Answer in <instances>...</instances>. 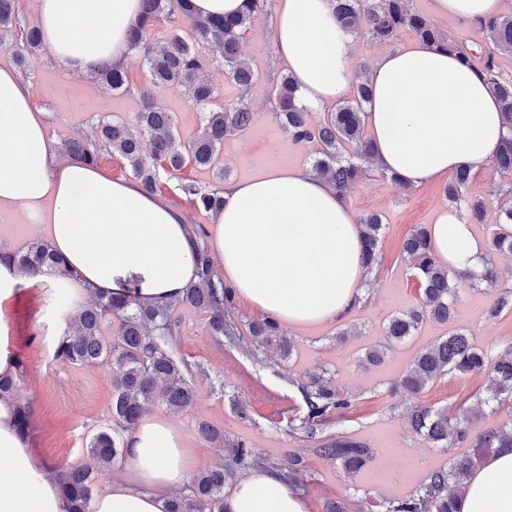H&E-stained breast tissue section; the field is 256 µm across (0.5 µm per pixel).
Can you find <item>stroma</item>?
I'll use <instances>...</instances> for the list:
<instances>
[{
	"label": "stroma",
	"instance_id": "35a3bbf8",
	"mask_svg": "<svg viewBox=\"0 0 512 512\" xmlns=\"http://www.w3.org/2000/svg\"><path fill=\"white\" fill-rule=\"evenodd\" d=\"M409 6L430 16L433 26L444 36L470 45L484 40L475 24L433 16L432 0H410ZM270 24V15L258 13L242 43L244 56L258 73L248 90L227 81L222 63H214L204 72L216 91L217 104L241 99L260 117L225 142L222 174L188 167L180 177H164L162 200L182 212L189 225L209 230L213 217L178 191L180 178H192L201 186L211 187L224 180L253 177L269 166H308L315 158L314 147L293 144L270 115L272 78L288 71L287 63L275 52ZM123 66L129 89L120 93L93 76L65 71L49 51H42L32 61L25 79L35 104L50 114L48 134L56 145L89 132L101 121L135 124L142 107L139 89L147 81V68L136 50L130 51ZM157 96L174 114L181 137L191 138L199 128L200 112L191 104L185 88L170 87L158 91ZM442 188L439 181L405 188L375 175L358 185L347 206L357 217L381 215V265L367 275L364 295L345 319L323 326H283L284 336L295 346L290 359L280 360L246 342L231 348L219 345L207 331L204 314L192 308L181 309V334L174 353L188 365L203 367L205 374L197 380L192 406L172 411L154 405L148 412L165 418L181 432L195 471L224 460L223 452L197 433L200 420L222 427L226 435L245 440L259 454L280 465H287L289 454L301 456L306 466L301 490L309 512H324L333 500L351 499L367 508L404 497L423 482L428 471L448 468L460 456V449L437 448L415 435L407 412L417 404L440 409L464 399L475 401L487 392V372L444 376L413 397L399 389L397 381L419 350L446 335L453 326L469 330L476 347L489 359H496L511 346L512 312L496 318L486 314L500 287L459 283L452 326L425 322L415 336L391 347L384 364L373 367L362 363L367 347L384 343L389 318L421 303L401 247L415 226L432 224L437 210L445 206ZM0 314L9 322L10 350L21 365L17 394L32 405L29 433L37 454L58 467L93 465L87 443L93 434L112 424V381L106 368L63 364L54 359L61 320L46 285L19 286L10 298L0 302ZM321 369L327 370L336 386L354 399L351 411L332 426V433L351 436L373 448L371 469L379 470V478H371V469L345 473L338 465L315 455L299 432L303 403L290 381ZM239 403L247 406L248 419L237 416L235 406Z\"/></svg>",
	"mask_w": 512,
	"mask_h": 512
}]
</instances>
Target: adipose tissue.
Returning <instances> with one entry per match:
<instances>
[{"instance_id":"obj_1","label":"adipose tissue","mask_w":512,"mask_h":512,"mask_svg":"<svg viewBox=\"0 0 512 512\" xmlns=\"http://www.w3.org/2000/svg\"><path fill=\"white\" fill-rule=\"evenodd\" d=\"M141 0H36L52 56L92 74L119 63ZM277 54L305 106L347 95L355 76L354 38L330 0H277L271 21ZM367 121L377 164L414 188L474 168L495 155L508 129L500 102L480 74L453 54L420 42L376 56ZM210 248L224 282L256 310L292 326L345 317L364 290L360 228L327 182L305 168L270 167L226 184ZM22 216L58 250L82 283L135 290L163 302L194 281V242L182 215L79 159L56 160L47 114L22 76L0 69V220ZM433 251L455 273H480L488 249L464 211L440 209L429 229ZM16 395L0 394V512H70L55 472L20 430ZM193 462L181 432L144 418L129 436L126 476L90 512H166L168 489ZM227 512H307L294 485L256 472L224 502ZM460 512H512V450L488 456L459 498Z\"/></svg>"}]
</instances>
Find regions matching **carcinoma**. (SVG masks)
Returning <instances> with one entry per match:
<instances>
[{
  "label": "carcinoma",
  "mask_w": 512,
  "mask_h": 512,
  "mask_svg": "<svg viewBox=\"0 0 512 512\" xmlns=\"http://www.w3.org/2000/svg\"><path fill=\"white\" fill-rule=\"evenodd\" d=\"M142 15L130 35V49L143 52L149 83L140 91L144 104L138 113L136 129L123 123L102 121L90 133L65 143L66 154L80 158L91 167L98 166L104 155L117 154L127 161L132 177L142 190L154 195L160 190L164 176H171L191 164L196 168H214L219 162L224 141L252 126L259 117L249 105L226 102L211 108L214 87L199 78L213 59L201 53L203 46H216L224 62V72L238 87L248 89L255 80L252 64L241 53V44L254 16L268 10L272 0H244L243 9L222 17H197L190 13L187 0H179L183 26L167 37L154 35V23L171 9L170 0H141ZM336 18L341 27L353 36H367L376 43H387L403 30L412 31L429 46L456 54L461 61L483 75L497 94L507 118L509 135L503 138L493 163L500 175L491 195L512 198V76L498 70L499 54L512 55V15L478 18L474 24L485 33L486 48L480 65L472 62L473 50L464 43L441 35L421 13L407 7L408 0H335ZM20 0H0V47L13 50L18 63L28 61L43 49L42 32L37 25L20 29ZM114 91H126L129 78L123 66H114L94 74ZM181 86L188 90L194 105L202 109L200 132L182 141L173 113L155 97V90ZM368 80L353 88L351 97L339 100L318 122L310 120L309 111L299 103V88L286 74L272 86L269 101L272 116L283 127L288 138L298 146L316 147L312 172L325 179L341 199L346 200L360 181L377 171L380 178L399 182L396 174L375 166L374 146L366 133L365 107L371 100ZM472 179L468 169H461L448 178L444 196L450 205L466 212L471 223L483 221L486 203L465 195ZM179 190L197 208L218 213L224 207L223 190L202 187L196 181H180ZM361 226L362 260L366 271L379 262V241L382 220L377 214L357 219ZM196 281L182 289V294L161 305H144L132 290L112 296L94 293L77 309L63 311V328L57 338L54 357L72 365H99L112 377L111 414L113 425L92 435L88 443L90 455L99 471L114 465L127 451L126 437L148 407L161 405L170 410L190 406L197 396L191 379L184 375L186 366L173 356L179 334L180 308H194L207 316V329L217 343L236 345L244 340L233 317L236 293L218 274L205 240L204 231H194ZM402 252L409 269L422 289L419 308L392 317L386 327V338L398 343L414 335L422 321L429 318L448 324L454 318L457 288L433 253L428 230L415 227L405 238ZM489 252L512 255V232L503 228L493 235ZM0 265L30 277H73L63 256L49 243L37 241L22 250H0ZM495 264L486 259L479 274H464L460 279L471 283L496 281ZM512 309V288H504L487 310L490 318ZM115 326L113 335H104V325ZM251 344L270 350L280 359L292 355L293 346L286 340L279 324L271 319L249 325ZM488 365L487 355L462 329L423 348L399 379L405 392L418 395L430 383L452 373L481 371ZM300 394L304 412L299 430L319 457L339 465L347 472H356L370 463L374 449L366 443L327 431L333 419L352 407L353 399L342 393L326 376V372L306 373L289 379ZM512 402V346L492 365L488 395L474 404L463 401L450 411L415 406L409 412L413 432L438 448H468L470 452L455 459L448 469L430 472L413 493L386 501L384 512H458L459 495L482 460L503 448H512V422L481 431L472 424L485 415V409L496 412L505 402ZM198 433L224 450L225 464L201 471L191 480L188 495L169 496L167 512H224V484L236 467L265 468L295 484L301 483L302 458L288 456V466L280 467L261 458L242 439H231L224 430L206 422L198 423ZM60 482L72 502V512H88L96 477L85 467L58 469Z\"/></svg>",
  "instance_id": "cac0c4a2"
}]
</instances>
